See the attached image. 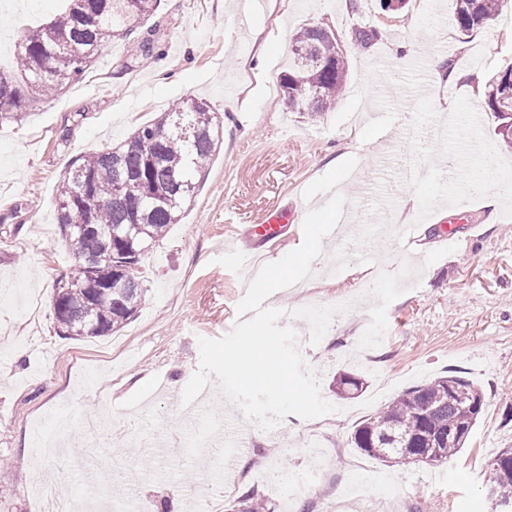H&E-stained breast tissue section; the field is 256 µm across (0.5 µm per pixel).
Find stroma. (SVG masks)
Returning a JSON list of instances; mask_svg holds the SVG:
<instances>
[{"instance_id": "stroma-1", "label": "stroma", "mask_w": 512, "mask_h": 512, "mask_svg": "<svg viewBox=\"0 0 512 512\" xmlns=\"http://www.w3.org/2000/svg\"><path fill=\"white\" fill-rule=\"evenodd\" d=\"M160 0L152 16L127 38L107 44L82 78L17 120L0 124V512H40L34 495L54 483L68 493L105 496L117 482L148 512H191L209 499L214 512L248 491L274 512H351L365 473L383 475L385 497L407 512H489L484 488L488 457L512 448V151L501 146L485 102L458 98L456 119L439 112L448 89L431 69L440 58L490 78L512 64V0L492 24L462 34L451 0H409L403 13L379 0ZM334 30L348 50L346 92L332 108L309 117L286 111L276 92L288 68L289 38L304 26ZM381 37L350 48L356 30ZM263 31L268 69L241 65ZM153 54L140 55L141 41ZM417 45L404 65L393 45ZM252 107L242 111L243 98ZM201 98L232 129L197 185L179 224L152 242L141 259L147 301L109 336L72 339L54 323L56 283L73 260L57 222V187L82 154L124 141L177 102ZM370 127L368 146L351 149L353 127ZM357 160L347 179L354 223L346 238L329 234L311 278L275 291L267 306L287 311L349 303L336 314L326 341L313 346L304 320H293L307 364L335 415L302 420L290 415L270 432L249 426L250 452L236 481L224 482V450L191 440L203 423L228 427L238 407L216 385L197 417L182 391L199 367V338L227 334L252 279L250 253L273 262L295 250L309 208L326 195L303 192L344 153ZM485 177L500 202L473 199L468 218L444 234L419 211L448 208L463 197L466 176ZM294 215L276 245L249 240L248 225L265 223L275 208ZM482 235L472 238L471 225ZM366 376L352 401L337 399L339 370ZM461 372L486 394L487 404L468 442L442 464H386L348 439L367 416L402 391L448 372ZM77 420L102 417L107 428L95 456L71 460L69 450L34 456L32 430L49 412ZM317 450L300 447L313 431ZM270 478L307 477L292 503L276 497Z\"/></svg>"}]
</instances>
